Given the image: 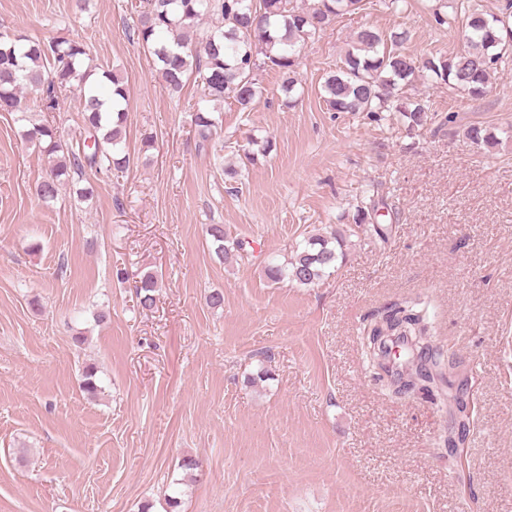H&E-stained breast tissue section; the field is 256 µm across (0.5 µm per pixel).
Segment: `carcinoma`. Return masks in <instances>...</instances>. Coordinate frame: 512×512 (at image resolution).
Returning a JSON list of instances; mask_svg holds the SVG:
<instances>
[{
  "label": "carcinoma",
  "instance_id": "carcinoma-1",
  "mask_svg": "<svg viewBox=\"0 0 512 512\" xmlns=\"http://www.w3.org/2000/svg\"><path fill=\"white\" fill-rule=\"evenodd\" d=\"M363 0H315L304 6L299 0H146L134 29L137 40L151 53L157 73L173 92L182 90L192 74L202 85L201 101L194 119L197 146L212 139L220 117L217 106L231 99L247 110L263 95L259 72L271 68L281 75L280 91L288 99L296 92V68L302 49L342 16L362 9ZM217 17L220 24L203 26L204 20ZM464 49L454 56H427L416 59L402 52L408 40L404 29L385 36L372 28L357 32L342 65L329 73L321 84V97L334 112H365L377 117L380 112H397L406 131H416L432 116L427 104L407 95L415 78L446 85L472 98L490 88L491 73L512 60V0H506L498 13L487 12L473 2L464 12ZM86 45L78 40L59 39L48 44L26 36L0 32V112H13L28 122L25 139L52 158L46 175L35 193L45 203L57 199L62 185L78 182L85 169L98 172L121 171L130 165L126 151L128 90L115 71L102 72L96 81V68L86 63ZM39 86L45 112L60 110V97L77 91V110L86 133L72 147L64 142L59 127L29 119L20 93ZM475 145L492 148L499 139L480 126L466 131ZM386 202L370 198L357 207L354 222L371 224ZM206 233L222 258L230 248H242L239 241L225 245L224 225L210 224ZM343 241L332 242L312 235L304 248L286 264L270 263L264 274L278 283L289 280L298 285L318 283L327 270L336 266L345 253ZM158 278L145 273L135 285L137 305L150 310L155 305ZM400 343L409 365L406 391L433 396L443 381L442 371L455 363L454 354L436 344L427 309L419 299L394 304L367 319L361 345L366 357L380 373L381 357L389 345ZM82 390L94 397L98 393L96 368L85 367Z\"/></svg>",
  "mask_w": 512,
  "mask_h": 512
}]
</instances>
